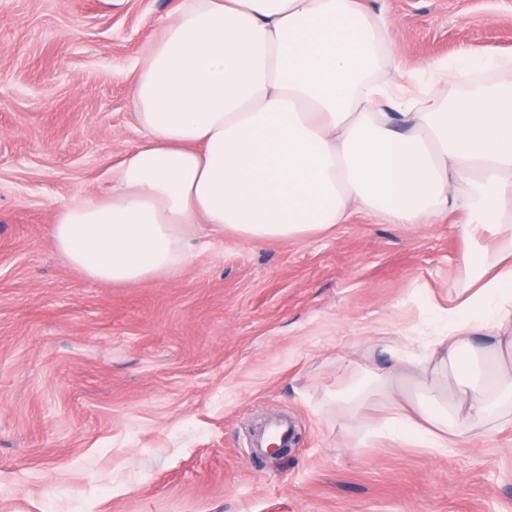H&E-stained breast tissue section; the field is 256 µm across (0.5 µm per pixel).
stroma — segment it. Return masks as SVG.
Here are the masks:
<instances>
[{"mask_svg":"<svg viewBox=\"0 0 512 512\" xmlns=\"http://www.w3.org/2000/svg\"><path fill=\"white\" fill-rule=\"evenodd\" d=\"M364 2L405 69L512 54V0ZM175 3L0 0V512H512V421L439 454L380 434L384 398L336 401L446 327L458 217L202 237L143 282L54 250L58 206L140 139L136 65ZM272 414L293 446L255 459Z\"/></svg>","mask_w":512,"mask_h":512,"instance_id":"1","label":"stroma"}]
</instances>
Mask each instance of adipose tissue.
<instances>
[{"instance_id": "1", "label": "adipose tissue", "mask_w": 512, "mask_h": 512, "mask_svg": "<svg viewBox=\"0 0 512 512\" xmlns=\"http://www.w3.org/2000/svg\"><path fill=\"white\" fill-rule=\"evenodd\" d=\"M491 73L459 94L464 70ZM139 143L106 188L76 194L51 238L98 282L177 275L196 227L297 240L364 213L386 224L462 216L491 244L470 261L447 335L409 364L423 381L400 433L437 453L472 446L512 408V56L401 68L391 22L363 0H176L132 86Z\"/></svg>"}]
</instances>
